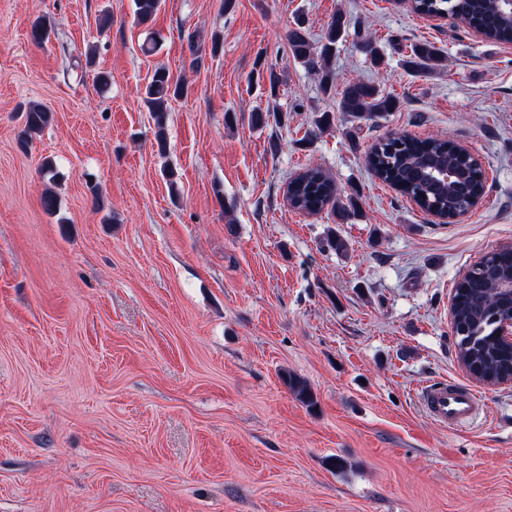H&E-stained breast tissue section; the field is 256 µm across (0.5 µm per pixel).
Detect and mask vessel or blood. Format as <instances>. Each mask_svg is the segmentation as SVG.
Listing matches in <instances>:
<instances>
[{
	"mask_svg": "<svg viewBox=\"0 0 512 512\" xmlns=\"http://www.w3.org/2000/svg\"><path fill=\"white\" fill-rule=\"evenodd\" d=\"M417 400L427 416L446 427L467 425L480 414L476 395L459 382L444 378L424 382Z\"/></svg>",
	"mask_w": 512,
	"mask_h": 512,
	"instance_id": "b4317fda",
	"label": "vessel or blood"
}]
</instances>
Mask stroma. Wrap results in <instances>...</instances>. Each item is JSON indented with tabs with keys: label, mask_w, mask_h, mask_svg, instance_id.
Wrapping results in <instances>:
<instances>
[{
	"label": "stroma",
	"mask_w": 512,
	"mask_h": 512,
	"mask_svg": "<svg viewBox=\"0 0 512 512\" xmlns=\"http://www.w3.org/2000/svg\"><path fill=\"white\" fill-rule=\"evenodd\" d=\"M339 14L337 88L375 84L395 111L353 120L293 57L296 23L316 41ZM422 43L443 57L425 75L404 66ZM159 68L187 87L163 155L143 101ZM31 102L54 121L27 136ZM258 110L288 118L257 129ZM393 131L475 154L477 207L443 224L375 179L365 156ZM307 167L357 210L290 207ZM507 245L512 44L403 0H163L144 25L133 0H0V512H512V382L465 371L449 315ZM434 378L487 417L433 422L415 390Z\"/></svg>",
	"instance_id": "stroma-1"
}]
</instances>
